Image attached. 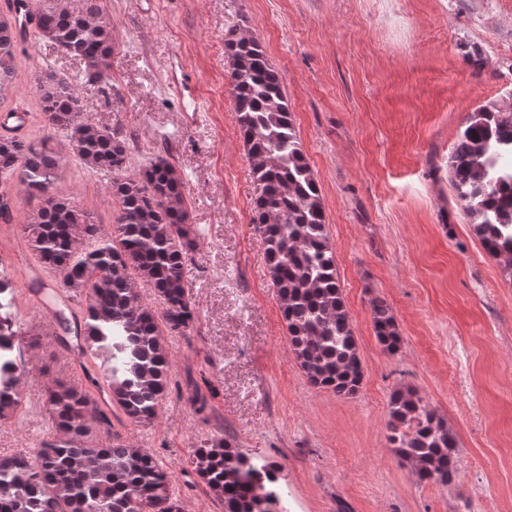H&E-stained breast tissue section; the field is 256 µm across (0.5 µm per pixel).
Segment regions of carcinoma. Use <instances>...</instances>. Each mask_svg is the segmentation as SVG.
Here are the masks:
<instances>
[{
	"instance_id": "carcinoma-1",
	"label": "carcinoma",
	"mask_w": 512,
	"mask_h": 512,
	"mask_svg": "<svg viewBox=\"0 0 512 512\" xmlns=\"http://www.w3.org/2000/svg\"><path fill=\"white\" fill-rule=\"evenodd\" d=\"M37 31L83 64L89 84L112 76V25L101 0L80 10L64 0H38ZM17 21L0 18V97L17 75ZM228 82L255 184L251 223L266 244L269 278L277 290L290 353L308 383L340 397L363 379L336 273L320 186L296 133L282 79L253 34L224 32ZM45 126L66 133L61 150L40 140L0 138V177L40 200L23 230L39 262L60 275V291L75 302L82 324L77 363L95 390L54 382L47 388L52 437L36 456H0V512H182L167 467L113 434L95 444L96 428L112 434V407L132 424H150L168 391L171 353L165 335H184L195 323L185 280L195 244L180 173L168 149L130 172V143L119 132L81 118L78 85L49 74L38 89ZM109 177L118 203L106 231L58 186L67 158ZM450 181L484 250L512 279V106L490 103L467 118L448 159ZM153 288L161 312L139 303L137 285ZM13 284L0 279V420L22 407L27 372L15 355L18 322ZM374 332L391 355L402 347L389 304L371 301ZM102 363H97V360ZM388 442L420 481L450 485L457 473V437L412 388L394 389L388 402ZM196 475L220 512H270L280 466L211 437L195 450Z\"/></svg>"
}]
</instances>
